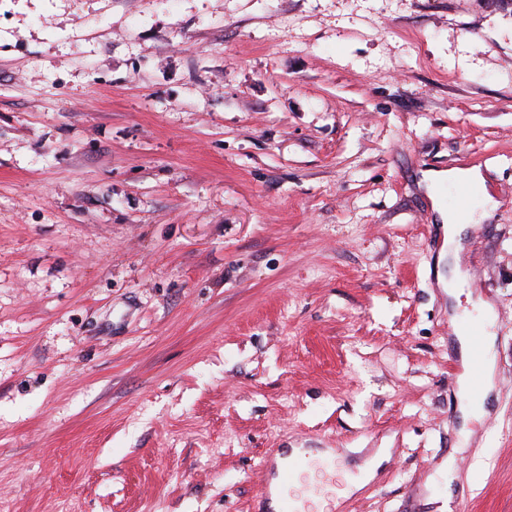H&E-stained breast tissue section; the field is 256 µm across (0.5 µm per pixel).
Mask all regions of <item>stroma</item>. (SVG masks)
<instances>
[{
	"mask_svg": "<svg viewBox=\"0 0 512 512\" xmlns=\"http://www.w3.org/2000/svg\"><path fill=\"white\" fill-rule=\"evenodd\" d=\"M472 166L463 446L418 181ZM273 448L512 512V0H0V512H249ZM473 300L474 307L478 310L479 318L483 321L484 329L482 334V327L477 320L473 321H460L456 323V327L460 329L464 336H457V343L459 347L460 357L466 371H464L458 377V390L459 393L464 397L468 398L469 391L474 397L481 394L484 386L483 395L480 403L477 405L472 404H461L459 406L460 414L464 421V426L460 430V435L463 437L464 442L468 443L473 435V431L466 428L467 422L476 419L478 420L485 413L484 411V399L494 389L495 379V344L496 335L491 329L495 319V312L493 307L483 300L481 297H477ZM470 343H469V339ZM483 338V347H482ZM470 355H469V348ZM484 351V357H483ZM469 355V359H468ZM468 359V362H467ZM485 361V381L483 385V366ZM467 362V364H466ZM470 380V383H469ZM471 384V389H470Z\"/></svg>",
	"mask_w": 512,
	"mask_h": 512,
	"instance_id": "obj_1",
	"label": "stroma"
}]
</instances>
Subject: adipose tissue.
<instances>
[{
  "mask_svg": "<svg viewBox=\"0 0 512 512\" xmlns=\"http://www.w3.org/2000/svg\"><path fill=\"white\" fill-rule=\"evenodd\" d=\"M421 183L431 200L442 227L443 246L441 258L448 261V276L440 285L448 295L449 303L458 301L467 283V276L460 266V253L464 247L465 233L469 225L489 219L498 203L486 190V179L479 167L453 168L448 170L424 171ZM471 185L481 188L482 193L475 207L465 215L446 209L441 201L440 191L450 186Z\"/></svg>",
  "mask_w": 512,
  "mask_h": 512,
  "instance_id": "ef3b65f1",
  "label": "adipose tissue"
}]
</instances>
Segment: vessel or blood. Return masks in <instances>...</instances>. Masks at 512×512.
I'll use <instances>...</instances> for the list:
<instances>
[{
  "instance_id": "1",
  "label": "vessel or blood",
  "mask_w": 512,
  "mask_h": 512,
  "mask_svg": "<svg viewBox=\"0 0 512 512\" xmlns=\"http://www.w3.org/2000/svg\"><path fill=\"white\" fill-rule=\"evenodd\" d=\"M458 329L470 339L466 371L472 395L483 389L482 327L478 321H461ZM268 479L261 491L262 500H278L277 512H334L336 499V458H313L286 449L266 461Z\"/></svg>"
}]
</instances>
